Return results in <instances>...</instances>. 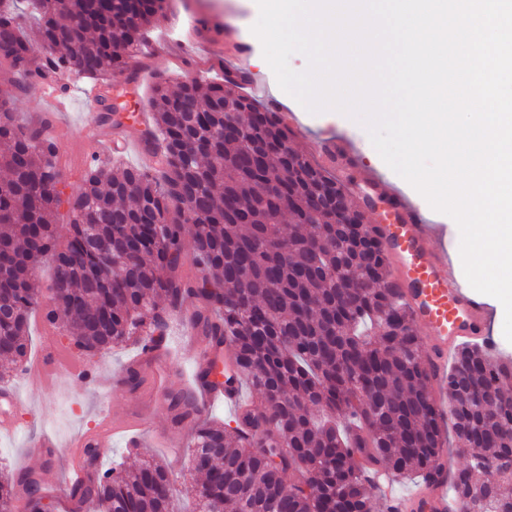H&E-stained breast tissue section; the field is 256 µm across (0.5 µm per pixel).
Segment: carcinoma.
<instances>
[{"instance_id":"1","label":"carcinoma","mask_w":512,"mask_h":512,"mask_svg":"<svg viewBox=\"0 0 512 512\" xmlns=\"http://www.w3.org/2000/svg\"><path fill=\"white\" fill-rule=\"evenodd\" d=\"M28 2L40 46L22 34L13 0H0V59L42 81L71 71L112 80L166 9ZM42 52L52 59L38 62ZM150 105L162 176L94 161L63 200L54 143L0 99V358H27L41 307L33 279L47 260L45 319L93 354L159 344L163 314L193 296L201 336L224 337L257 395L231 424L173 403L190 419L197 512H373L370 476H431L448 431L465 450L450 476L462 512H512V361L459 343L440 381L443 412L366 209L347 199L336 213L330 198L345 187L291 148L278 108L256 107L229 78H194L177 93L162 79ZM231 122L242 132L225 133ZM64 203L69 221L59 224ZM187 260L201 277L182 273ZM22 494L28 512H43L35 473L0 467V512ZM72 498L82 512H174L170 472L153 460L97 472Z\"/></svg>"}]
</instances>
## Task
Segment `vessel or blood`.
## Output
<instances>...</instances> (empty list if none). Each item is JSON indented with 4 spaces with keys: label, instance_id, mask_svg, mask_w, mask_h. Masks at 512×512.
<instances>
[{
    "label": "vessel or blood",
    "instance_id": "obj_1",
    "mask_svg": "<svg viewBox=\"0 0 512 512\" xmlns=\"http://www.w3.org/2000/svg\"><path fill=\"white\" fill-rule=\"evenodd\" d=\"M149 126L148 113L130 109L106 144L110 150L122 154L136 149L146 162H155L158 147L147 135ZM130 127L140 128L141 136L127 137L126 130ZM375 232L390 257L394 283L403 301L427 332L423 363L434 378H443L448 372L451 350L460 341L487 336L493 312L475 293L460 287L447 251L437 244L435 234L424 224L418 210L393 202L390 223L376 225ZM148 391L160 403L173 392H182L198 411L208 410L218 402L235 409L241 402L242 383L233 356L224 352L223 342L210 340L196 357L191 380L176 382L170 362L160 360L149 373ZM21 404L13 390L0 392V434L17 429L13 414ZM149 422L145 411L131 419L105 420L95 442L76 438L69 445L70 451L79 458L87 445L110 447L114 436L144 429ZM398 502L402 512H448L447 463H440L413 496Z\"/></svg>",
    "mask_w": 512,
    "mask_h": 512
}]
</instances>
